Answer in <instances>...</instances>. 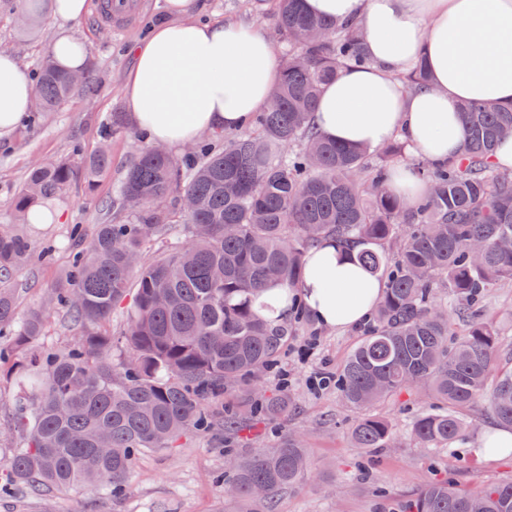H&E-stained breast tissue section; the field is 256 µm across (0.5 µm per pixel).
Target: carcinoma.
I'll use <instances>...</instances> for the list:
<instances>
[{"label":"carcinoma","mask_w":512,"mask_h":512,"mask_svg":"<svg viewBox=\"0 0 512 512\" xmlns=\"http://www.w3.org/2000/svg\"><path fill=\"white\" fill-rule=\"evenodd\" d=\"M256 3L272 10L289 48L251 129L213 132L180 158L143 147L118 188L124 220L74 225L76 251L58 287L23 317L15 289L4 285L33 257L18 224L78 176L91 181L108 166L121 117L103 127L94 154L75 146L68 157L35 161L12 222L0 224V333L12 336L0 347V370L20 384L9 431L23 435L0 464L17 485H96L122 495L143 452L171 448L190 431L236 429L224 391L269 369L287 336L310 321L301 308L283 325L263 317L256 293L269 282L295 286L309 250L328 238L357 244V262L385 282L336 375L343 401L367 410L424 390L438 406L415 417L409 436L430 450L454 447L469 428L465 412L485 396L498 422L512 426V372L495 370L503 341L480 310L490 289L512 284V171L492 161L512 136V106L462 105L463 152L441 167L411 158L427 191L410 205L386 186L403 158L400 140L371 151L330 140L312 123L322 85L366 63L359 31L310 15L302 0ZM400 80L426 85L425 63ZM79 89L47 54L30 111L53 112ZM152 246L159 254L149 259ZM131 291L116 337L105 325ZM56 308L78 333L63 346L31 349ZM395 435L376 415L350 430L367 452L391 447ZM309 465L305 439L288 433L234 459L219 481L235 512H274L275 495L297 487ZM403 512H512V480L467 489L430 479Z\"/></svg>","instance_id":"obj_1"}]
</instances>
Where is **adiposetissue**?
Wrapping results in <instances>:
<instances>
[{
  "mask_svg": "<svg viewBox=\"0 0 512 512\" xmlns=\"http://www.w3.org/2000/svg\"><path fill=\"white\" fill-rule=\"evenodd\" d=\"M315 16L365 32L368 66L327 83L314 121L326 137L377 149L400 138L408 152L446 164L465 144L460 107L512 105V0H304ZM172 23L136 51L125 97L134 125L170 148L201 133L248 126L280 79L275 51L259 30L192 19L193 0H167ZM425 60L431 85L410 90L398 73ZM35 94L29 71L0 51V135L19 128ZM382 284L326 241L310 252L292 293L323 326L367 322Z\"/></svg>",
  "mask_w": 512,
  "mask_h": 512,
  "instance_id": "1",
  "label": "adipose tissue"
}]
</instances>
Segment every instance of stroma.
Wrapping results in <instances>:
<instances>
[{
  "label": "stroma",
  "instance_id": "1",
  "mask_svg": "<svg viewBox=\"0 0 512 512\" xmlns=\"http://www.w3.org/2000/svg\"><path fill=\"white\" fill-rule=\"evenodd\" d=\"M128 10L113 13L111 28L101 26L95 13L70 24L75 40L89 53L88 79L59 110L40 114L11 135L0 138V223L12 219L11 203L30 166L39 158L70 155L73 144L85 153L98 147V131L114 115L129 119L124 96L127 76L135 64L134 48L160 25L169 23L165 0H128ZM42 17L30 34H19L14 19L21 0H0V50L9 51L28 70H35L49 51L61 22L52 15L49 0L41 4ZM194 15L203 21H236L255 26L272 42L275 53L288 41L272 15L256 14L249 0H194ZM140 145L130 132L113 137L111 165L94 183L77 179L69 191L50 199L57 217L48 224H31L27 233L36 250H52L50 264L32 263L15 274L20 310L40 304L47 288L63 275L71 252L70 230L75 224L103 220L97 204L116 197V188ZM319 344L308 362L298 361L294 348L299 337H289L277 365L288 372L290 404L281 415L252 418V438L238 436L233 450L249 455L270 446L278 435H303L310 450L311 469L299 487L276 497V512H385L386 495L410 498L432 477L445 473L459 484L476 487L512 479V457L484 455L477 447L495 418L488 401L467 412L469 431L455 448L429 452L414 447L405 435L411 418L426 412L425 399L385 401L372 407L388 417L404 442L376 456L352 446L349 430L358 410L347 406L335 387L312 393L307 379L316 369L336 373L359 340L355 330L320 328ZM225 469L224 449L218 436L191 433L177 447L146 452L138 460L130 489L122 497L77 487L36 493L12 489L0 493V512H221L224 487L217 475Z\"/></svg>",
  "mask_w": 512,
  "mask_h": 512
}]
</instances>
